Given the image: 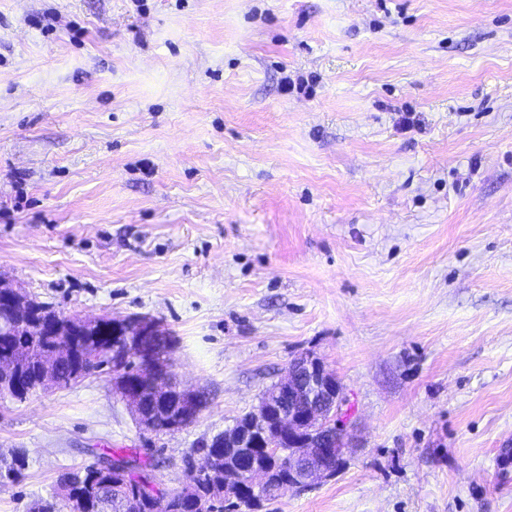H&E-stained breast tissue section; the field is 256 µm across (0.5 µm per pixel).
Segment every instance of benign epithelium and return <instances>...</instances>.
Listing matches in <instances>:
<instances>
[{"mask_svg":"<svg viewBox=\"0 0 512 512\" xmlns=\"http://www.w3.org/2000/svg\"><path fill=\"white\" fill-rule=\"evenodd\" d=\"M33 301L30 294L0 275V322L6 325L8 335L95 336L99 325L112 322L114 335L118 336L108 353L112 384L142 430L159 432L156 417L171 405L175 406L172 430L190 425L202 412L199 391L174 381L170 363L156 351L157 346L170 343L157 319L58 315L40 319L32 312ZM26 356L27 344L15 345L8 357L0 358V376L12 372ZM57 359L55 354L41 359L42 388L46 390L57 386ZM344 402L343 387L335 373L319 357L302 353L290 362L286 375L275 383V388L263 394L256 410L224 430V447L231 451L256 448L265 452L284 447L288 480L279 485L278 492L310 487L334 476L344 462L345 450L352 446L347 428L335 425ZM210 444L211 440H204L198 452L187 460L183 494L194 492L192 476L212 469L214 457L204 453ZM268 485L267 471L241 470L226 461L224 487L197 500V508L204 512L219 499L230 502L234 508L245 495L256 504ZM136 496L152 503L154 512H169V498L152 491L146 480L137 485Z\"/></svg>","mask_w":512,"mask_h":512,"instance_id":"1","label":"benign epithelium"}]
</instances>
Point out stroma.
Here are the masks:
<instances>
[{"mask_svg":"<svg viewBox=\"0 0 512 512\" xmlns=\"http://www.w3.org/2000/svg\"><path fill=\"white\" fill-rule=\"evenodd\" d=\"M0 272L158 319L209 396L157 435L108 367L0 397V512L95 448L177 493L304 352L354 446L258 512H512V0H0ZM104 458L111 461L114 460L126 464H131V478H149L154 476L152 473L155 468L154 463H147L146 461L141 460L137 454L126 453L124 451L118 450L112 452V448H110L105 451L98 459Z\"/></svg>","mask_w":512,"mask_h":512,"instance_id":"1","label":"stroma"}]
</instances>
